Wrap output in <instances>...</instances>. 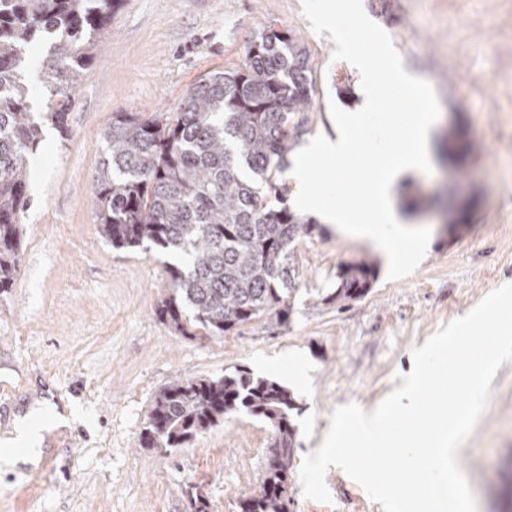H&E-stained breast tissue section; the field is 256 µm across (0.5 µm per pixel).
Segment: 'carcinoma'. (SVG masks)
I'll return each instance as SVG.
<instances>
[{"label":"carcinoma","mask_w":512,"mask_h":512,"mask_svg":"<svg viewBox=\"0 0 512 512\" xmlns=\"http://www.w3.org/2000/svg\"><path fill=\"white\" fill-rule=\"evenodd\" d=\"M121 0H0V293L12 287L22 253L28 156L42 123L66 133L70 93L105 45L109 11ZM39 56L46 111L31 112L29 53ZM314 80L304 42L270 30L245 48V65L200 78L175 112H119L104 132L108 155L94 176L98 234L116 249L148 243L188 258L168 267L170 287L157 314L184 336L222 337L256 319L288 321L298 291L294 242L312 225L268 197L286 200L281 177L306 134ZM370 255L344 264L322 305L345 306L367 294ZM299 410L278 381L236 367L224 376L177 379L153 402L140 447L179 448L229 415L268 425L272 447L263 481L240 512H290Z\"/></svg>","instance_id":"obj_1"}]
</instances>
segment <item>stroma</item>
Instances as JSON below:
<instances>
[{"label": "stroma", "mask_w": 512, "mask_h": 512, "mask_svg": "<svg viewBox=\"0 0 512 512\" xmlns=\"http://www.w3.org/2000/svg\"><path fill=\"white\" fill-rule=\"evenodd\" d=\"M391 37L404 68L429 81L440 103L432 171L403 180L401 202L419 196L411 219L432 231L417 270L390 280L378 268L371 291L344 309L321 305L343 263L368 245L316 224L294 244L296 301L287 325L260 319L223 337H186L156 315L172 256L157 248L115 250L98 234L93 175L102 137L118 112L175 111L206 73L243 67L246 45L272 29L301 37L315 104L300 138L333 132L330 104L361 105L359 74L334 59L301 0H123L111 39L71 94L68 133L44 126L28 166L20 271L0 294V448L39 411L38 464L0 459V512H238L259 485L271 432L247 414L166 453L141 448L156 394L174 378H219L241 366L290 389L296 459L315 451L334 410H372L400 387L413 348L512 282V0H363ZM457 139H449L450 131ZM465 211V232L442 230ZM477 512H512V362L491 383L472 435L458 451ZM331 503L306 498L293 512H383L363 487L329 468Z\"/></svg>", "instance_id": "obj_1"}]
</instances>
